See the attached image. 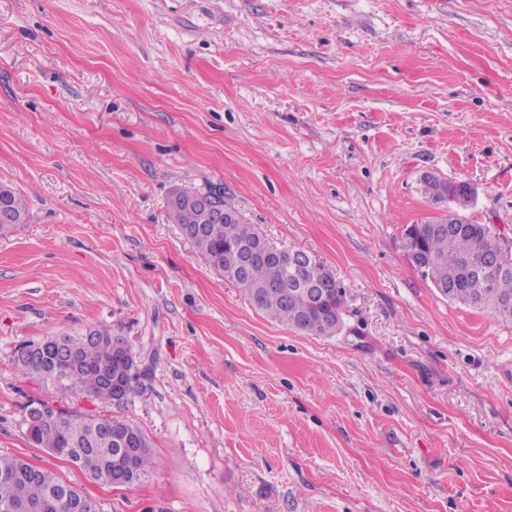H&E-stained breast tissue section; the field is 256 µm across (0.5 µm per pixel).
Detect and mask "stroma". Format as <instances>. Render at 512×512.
<instances>
[{
    "mask_svg": "<svg viewBox=\"0 0 512 512\" xmlns=\"http://www.w3.org/2000/svg\"><path fill=\"white\" fill-rule=\"evenodd\" d=\"M512 230V0H0V456L100 512H512V323L448 301L406 225L424 174ZM223 191L315 256L342 327L255 310L169 217ZM105 327L148 377L127 404L23 375L18 351ZM46 401L147 436L132 487L29 444ZM2 196L11 210L20 218V223L17 224L18 218L16 215L9 209L5 200L0 199V235H8L17 229L20 224H26L28 213L22 194L12 184L0 182V198Z\"/></svg>",
    "mask_w": 512,
    "mask_h": 512,
    "instance_id": "obj_1",
    "label": "stroma"
}]
</instances>
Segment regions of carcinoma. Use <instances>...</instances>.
<instances>
[{"label": "carcinoma", "instance_id": "carcinoma-1", "mask_svg": "<svg viewBox=\"0 0 512 512\" xmlns=\"http://www.w3.org/2000/svg\"><path fill=\"white\" fill-rule=\"evenodd\" d=\"M197 193L182 191L170 201L172 222L189 233L190 240L200 255L224 277L241 289L248 302L271 319L296 329L307 336H333L340 330L342 318L336 311L343 310L344 300L331 295L330 300L319 302L309 296L302 285L313 272L297 267L291 269L278 260H255L240 268L243 249L260 242L262 235L254 226L246 224L238 211L219 194L211 195L224 211L235 218L223 224H213L203 219L202 212L184 203ZM0 197L11 210L27 222V207L22 194L10 183L0 182ZM406 256L416 254L422 263L416 265L421 274L430 279L437 289H445L444 297L477 309L484 310L503 320L512 321V247L504 249L502 241L490 230L461 231L448 227V218L437 217L420 224H410L402 236ZM502 256L498 268L484 270L480 287L470 284L467 272L477 268L490 256ZM68 349L75 361L66 386L74 393L116 406L115 389L129 399L139 377L121 378L128 367L130 347L105 327L85 333L65 335ZM25 375L39 376L49 368L44 358H33L17 363ZM114 380H108V376ZM71 423L64 430L48 429L39 432L35 445L40 448H63L65 442H75L81 448L76 466L96 481L125 465L114 458L110 449L118 447L117 440L130 435L136 440L133 450L135 470L145 477L153 463L149 441L137 427L124 421L111 420L112 429L104 430L98 417L78 411L70 412ZM62 479L49 470L39 468L19 457H0V512H25L33 507L35 512H68L66 505L49 496L52 485Z\"/></svg>", "mask_w": 512, "mask_h": 512}]
</instances>
